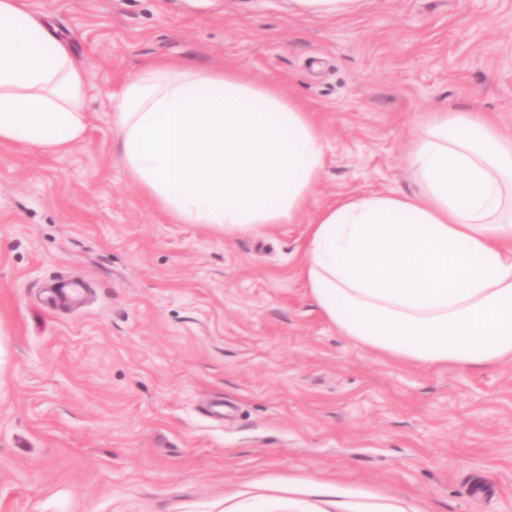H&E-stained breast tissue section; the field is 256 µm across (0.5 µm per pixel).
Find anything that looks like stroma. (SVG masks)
I'll use <instances>...</instances> for the list:
<instances>
[{"instance_id":"35a3bbf8","label":"stroma","mask_w":512,"mask_h":512,"mask_svg":"<svg viewBox=\"0 0 512 512\" xmlns=\"http://www.w3.org/2000/svg\"><path fill=\"white\" fill-rule=\"evenodd\" d=\"M86 78L69 153L0 145V512H512V362L357 347L301 274L319 209L415 191L442 108L512 135V0H27ZM178 58L317 114L326 166L292 223L178 224L127 178L112 93ZM77 279L85 294L54 297ZM307 4L312 10L330 15L336 12V16L352 11L360 0H299Z\"/></svg>"}]
</instances>
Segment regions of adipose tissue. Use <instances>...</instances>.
Wrapping results in <instances>:
<instances>
[{
    "mask_svg": "<svg viewBox=\"0 0 512 512\" xmlns=\"http://www.w3.org/2000/svg\"><path fill=\"white\" fill-rule=\"evenodd\" d=\"M67 43L0 0V144L69 152L87 131ZM129 180L181 224L226 235L289 224L317 192L313 112L238 68L170 60L116 95ZM415 192L348 195L320 210L302 274L323 317L360 347L426 367L512 360V137L492 117L434 113L410 141Z\"/></svg>",
    "mask_w": 512,
    "mask_h": 512,
    "instance_id": "1",
    "label": "adipose tissue"
}]
</instances>
